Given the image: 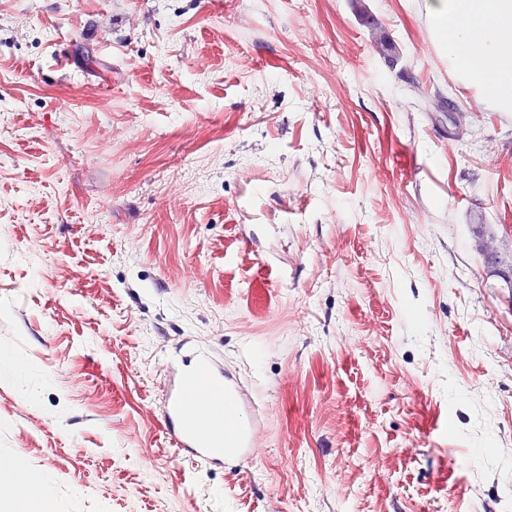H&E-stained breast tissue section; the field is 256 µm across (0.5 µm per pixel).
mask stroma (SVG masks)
<instances>
[{
  "mask_svg": "<svg viewBox=\"0 0 512 512\" xmlns=\"http://www.w3.org/2000/svg\"><path fill=\"white\" fill-rule=\"evenodd\" d=\"M486 100L429 0H0V512H512ZM183 346L261 406L237 474L163 433Z\"/></svg>",
  "mask_w": 512,
  "mask_h": 512,
  "instance_id": "35a3bbf8",
  "label": "stroma"
}]
</instances>
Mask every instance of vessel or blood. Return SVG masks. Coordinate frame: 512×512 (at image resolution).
<instances>
[{"label":"vessel or blood","mask_w":512,"mask_h":512,"mask_svg":"<svg viewBox=\"0 0 512 512\" xmlns=\"http://www.w3.org/2000/svg\"><path fill=\"white\" fill-rule=\"evenodd\" d=\"M179 360L161 404L167 439L201 467L237 471L254 456V433L261 419L256 401L208 350H194Z\"/></svg>","instance_id":"vessel-or-blood-1"}]
</instances>
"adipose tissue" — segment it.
I'll return each mask as SVG.
<instances>
[{"label": "adipose tissue", "mask_w": 512, "mask_h": 512, "mask_svg": "<svg viewBox=\"0 0 512 512\" xmlns=\"http://www.w3.org/2000/svg\"><path fill=\"white\" fill-rule=\"evenodd\" d=\"M450 69L512 103V0H431Z\"/></svg>", "instance_id": "1"}]
</instances>
